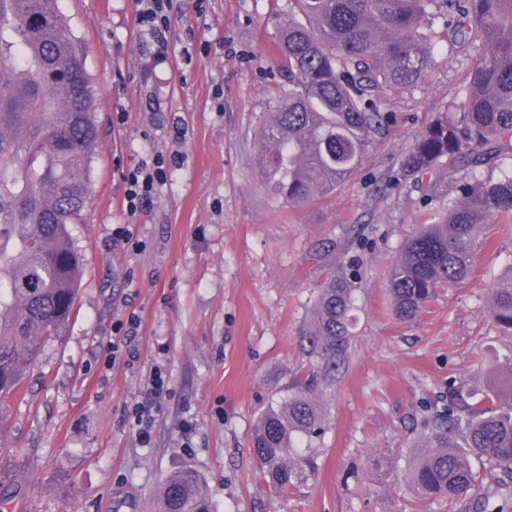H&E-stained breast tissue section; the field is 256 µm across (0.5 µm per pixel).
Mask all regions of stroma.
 <instances>
[{"instance_id": "1", "label": "stroma", "mask_w": 512, "mask_h": 512, "mask_svg": "<svg viewBox=\"0 0 512 512\" xmlns=\"http://www.w3.org/2000/svg\"><path fill=\"white\" fill-rule=\"evenodd\" d=\"M85 48L99 98L91 199L72 235L83 261L73 317L50 337L17 397L0 405V464L20 473L0 503L20 512H158V488L192 467L212 512H477L476 497L421 501L400 472L424 444V417L449 381L489 392L512 333L488 293L512 266V224L490 223L468 280L437 290L402 322L386 274L407 240L457 200L467 172L445 163L419 180L400 161L418 132L460 100L472 48L440 47L417 86L390 93L393 119L328 198L288 205L265 188L259 132L290 87L274 40L288 0H173L165 62L135 0H58ZM124 123H117V113ZM178 156L149 209L129 216L128 174ZM132 224V249L115 230ZM352 271L355 321L345 368L321 386L325 434L315 472L278 494L252 454L260 414L313 369L305 335L319 288ZM138 316L136 358L111 357ZM169 396L149 446L129 416L156 366Z\"/></svg>"}]
</instances>
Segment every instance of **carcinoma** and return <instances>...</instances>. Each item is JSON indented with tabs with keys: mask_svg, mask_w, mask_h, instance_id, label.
Returning <instances> with one entry per match:
<instances>
[{
	"mask_svg": "<svg viewBox=\"0 0 512 512\" xmlns=\"http://www.w3.org/2000/svg\"><path fill=\"white\" fill-rule=\"evenodd\" d=\"M448 48L481 54L461 102L415 138L403 174L443 163L479 166L484 155L512 160V0H288L275 44L293 79L264 130L267 187L292 206L334 194L360 166L386 124L384 92L413 87L435 63L428 32ZM97 95L85 53L58 0H0V404L17 396L45 341L71 316L83 275L71 226L91 195L98 140ZM461 202L425 224L388 272L395 316L415 319L440 288L469 277L481 225L512 221V170L465 179ZM354 288L339 270L319 289L306 333L317 373L268 407L252 436L265 481L279 492L305 484L314 468L303 443L321 434L320 384L348 360ZM490 314L512 331V266L491 290ZM507 386L474 400L448 382L444 412L426 417L427 443L404 476L423 500L453 505L481 484L471 458L501 469L483 512H512V359ZM161 512H210L200 474L182 468L160 490Z\"/></svg>",
	"mask_w": 512,
	"mask_h": 512,
	"instance_id": "cac0c4a2",
	"label": "carcinoma"
}]
</instances>
